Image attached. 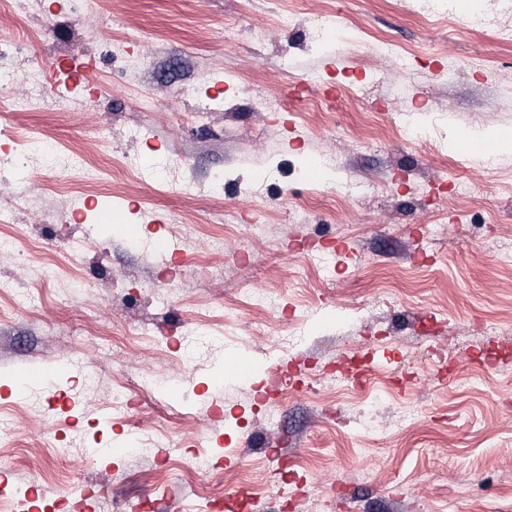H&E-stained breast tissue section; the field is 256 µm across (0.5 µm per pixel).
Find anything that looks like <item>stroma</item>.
Returning a JSON list of instances; mask_svg holds the SVG:
<instances>
[{
	"mask_svg": "<svg viewBox=\"0 0 512 512\" xmlns=\"http://www.w3.org/2000/svg\"><path fill=\"white\" fill-rule=\"evenodd\" d=\"M8 2L30 32L16 74L102 40L127 65L118 79L99 66L105 94L76 87L64 112L0 106V162L28 157L0 173V237L17 239L0 251V414L19 430L0 447V512H20L32 485L59 512L66 491L99 486L110 495L94 512H209L245 493V512H512V373L498 369L512 365V269L495 261L512 251V149L487 162L446 148L460 129L512 130V46L421 0H99L75 20L66 0ZM336 11L339 35L309 49V18ZM379 39L406 70L371 53ZM404 110L421 137L394 124ZM47 136L77 167L32 154ZM171 153L178 169L153 182L146 168ZM327 154L335 168L310 181L307 157ZM352 178L374 191L338 195ZM110 197L137 239L98 224ZM323 250L327 278L312 264ZM258 292L274 307L252 306ZM330 303L338 322L274 349L295 311ZM199 326L223 349L185 361L167 348ZM359 347L383 356L367 383L323 389ZM234 353L261 362L257 380L215 384ZM42 362L64 371L35 405L8 376ZM78 363L98 368L93 393ZM158 374L194 401L168 400ZM133 430L163 447L82 466ZM206 450L230 465L191 472Z\"/></svg>",
	"mask_w": 512,
	"mask_h": 512,
	"instance_id": "stroma-1",
	"label": "stroma"
}]
</instances>
